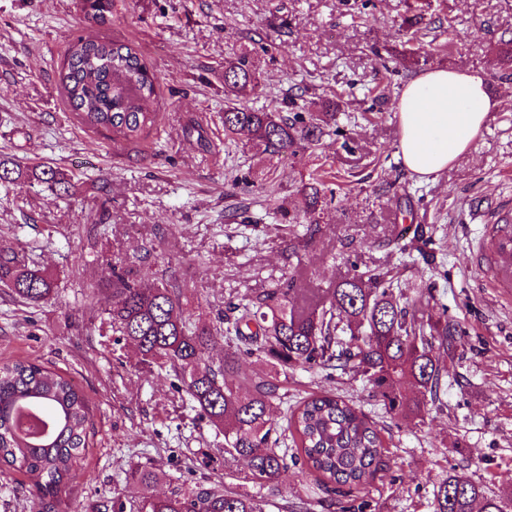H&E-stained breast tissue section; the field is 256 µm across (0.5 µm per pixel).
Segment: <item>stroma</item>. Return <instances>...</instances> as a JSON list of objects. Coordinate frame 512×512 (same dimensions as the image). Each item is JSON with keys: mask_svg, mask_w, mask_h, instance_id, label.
<instances>
[{"mask_svg": "<svg viewBox=\"0 0 512 512\" xmlns=\"http://www.w3.org/2000/svg\"><path fill=\"white\" fill-rule=\"evenodd\" d=\"M422 13V43L402 42L407 11ZM512 32V0H112V24L92 29L76 0H0V154L73 176L71 197L46 185L0 187V250H14L58 278L51 301L26 307L0 288V364L34 362L71 379L93 419L88 446L55 501V512H106L113 498L136 503L128 470L153 462L158 494L211 480L258 495L244 463L224 466V436L198 418L159 367L114 345L108 310L113 268L143 256L142 276L183 288L194 317L214 320L228 296H254L295 277L307 294L351 271H392L407 296L429 289L463 338L446 358L443 409L414 426L390 419L362 376L288 370L283 401L333 390L378 424L388 470L361 493L367 512H431L448 472L486 486L512 512V295L493 287L476 212L512 204V80L499 77L492 48ZM130 45L158 86L155 125L128 141L82 125L63 97L66 50L89 34ZM260 84L242 105L339 101L340 129L358 149L327 135L297 158L224 138V61L252 51ZM480 73L501 100L472 151L433 180L398 153L396 101L419 72ZM320 179L335 199L319 232L278 224L301 182ZM394 182L396 192L380 189ZM422 227L416 235L414 227ZM430 243H422V236ZM39 491L16 467H0V512H29ZM314 474L281 476L285 503L321 497Z\"/></svg>", "mask_w": 512, "mask_h": 512, "instance_id": "1", "label": "stroma"}]
</instances>
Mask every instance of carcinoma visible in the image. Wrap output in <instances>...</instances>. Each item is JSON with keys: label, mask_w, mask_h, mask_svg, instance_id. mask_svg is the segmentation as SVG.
<instances>
[{"label": "carcinoma", "mask_w": 512, "mask_h": 512, "mask_svg": "<svg viewBox=\"0 0 512 512\" xmlns=\"http://www.w3.org/2000/svg\"><path fill=\"white\" fill-rule=\"evenodd\" d=\"M85 19L112 21V0H78ZM497 68L512 78V37L500 38ZM60 84L80 122L134 141L155 125L145 103L157 94L154 74L131 46L80 37L71 43L59 73ZM248 54L224 61V136L244 134L271 155L295 157L319 141L333 113L300 112L295 98L286 108L241 107L234 98L258 86ZM67 194L70 176L57 167L0 157V184L23 189L32 183ZM300 205L285 214L290 224L314 235L322 222L326 189L320 182L299 186ZM0 287L35 307L50 301L57 280L47 268L15 253H0ZM112 331L115 344L136 348L142 364L164 367L175 388L224 434V466L247 464L243 479L275 496L280 474L294 466L318 477L319 486L341 494L364 488L387 466L376 422L359 406L332 392L301 399L284 416L272 417L281 400L279 372L322 368L363 375L382 398L390 417L418 425L430 408H441L447 373L440 358L452 353L462 332L448 311H429V300H404L402 289L384 273L359 272L336 282L326 298L300 303L295 279L246 298L230 297L218 323L193 318L179 288L151 283L134 268L112 271ZM224 338V360L208 350ZM253 356L270 367L263 377L240 374L241 359ZM91 416L83 392L71 380L33 362L0 366V460L35 479L40 501L31 512H51L49 499L66 483L88 446ZM290 431L296 453L281 447V429ZM129 478L144 494L137 512H265L267 499L221 482L150 494L159 474L150 464ZM432 512H502L500 498L486 487L450 472L436 487Z\"/></svg>", "instance_id": "carcinoma-1"}]
</instances>
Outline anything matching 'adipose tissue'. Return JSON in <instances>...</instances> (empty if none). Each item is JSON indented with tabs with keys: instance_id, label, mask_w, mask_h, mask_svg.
<instances>
[{
	"instance_id": "adipose-tissue-1",
	"label": "adipose tissue",
	"mask_w": 512,
	"mask_h": 512,
	"mask_svg": "<svg viewBox=\"0 0 512 512\" xmlns=\"http://www.w3.org/2000/svg\"><path fill=\"white\" fill-rule=\"evenodd\" d=\"M500 102L484 79L465 69H431L403 88L395 112L399 153L415 176L429 180L469 153Z\"/></svg>"
}]
</instances>
